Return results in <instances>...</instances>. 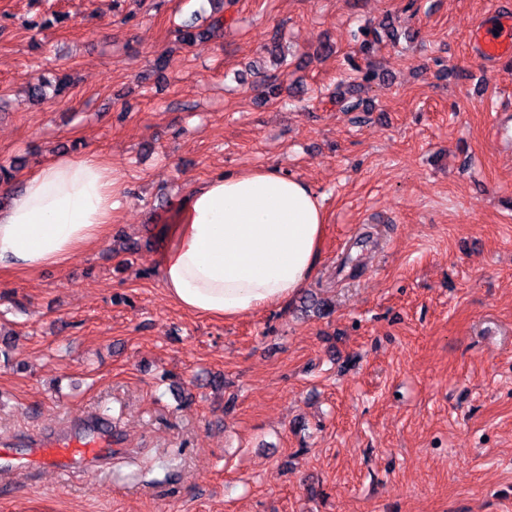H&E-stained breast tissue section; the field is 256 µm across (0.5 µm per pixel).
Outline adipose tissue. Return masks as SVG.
<instances>
[{"mask_svg":"<svg viewBox=\"0 0 512 512\" xmlns=\"http://www.w3.org/2000/svg\"><path fill=\"white\" fill-rule=\"evenodd\" d=\"M124 173L93 153L50 159L0 208V270L33 274L96 246L125 199ZM326 211L275 167L216 174L177 202L158 269L180 308L239 319L283 303L313 278Z\"/></svg>","mask_w":512,"mask_h":512,"instance_id":"1","label":"adipose tissue"}]
</instances>
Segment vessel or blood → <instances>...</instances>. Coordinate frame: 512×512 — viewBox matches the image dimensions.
<instances>
[{"label": "vessel or blood", "mask_w": 512, "mask_h": 512, "mask_svg": "<svg viewBox=\"0 0 512 512\" xmlns=\"http://www.w3.org/2000/svg\"><path fill=\"white\" fill-rule=\"evenodd\" d=\"M471 38L482 60L494 61L512 54V6L503 5L496 12L494 26L474 28ZM109 435L82 434L52 441L38 442L17 452L0 448V471L11 474H31L42 468L61 471L87 466H102L112 455Z\"/></svg>", "instance_id": "obj_1"}]
</instances>
